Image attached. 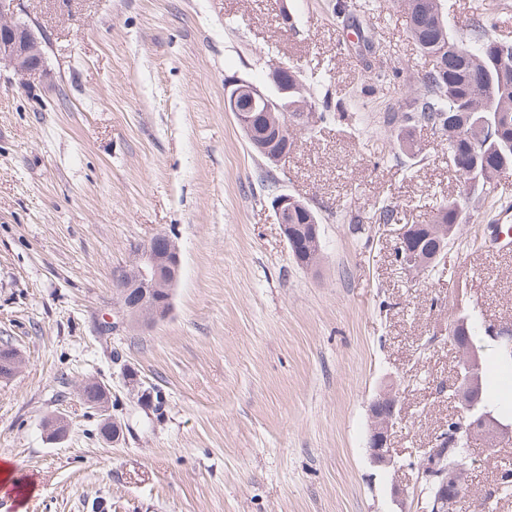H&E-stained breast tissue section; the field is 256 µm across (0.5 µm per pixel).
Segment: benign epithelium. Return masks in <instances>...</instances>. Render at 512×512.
I'll return each mask as SVG.
<instances>
[{
    "label": "benign epithelium",
    "instance_id": "benign-epithelium-1",
    "mask_svg": "<svg viewBox=\"0 0 512 512\" xmlns=\"http://www.w3.org/2000/svg\"><path fill=\"white\" fill-rule=\"evenodd\" d=\"M20 0H0V66L13 71L20 83L40 75L44 68L45 55L32 29L19 20ZM269 85L258 86L252 82L233 78L224 85V110L234 115L236 123L248 143L254 146L271 165L285 161L294 146L288 137V113L275 112L273 108L261 116L270 136L263 143L255 139L256 116L242 109L243 102L257 101L270 103L277 98L288 99V84L282 81L281 67H274L268 73ZM304 201L295 196L279 192L272 197V210L276 223L280 224L283 236L291 246L292 256L298 258L302 252L297 228L288 223V214ZM417 224H404L397 233L394 253L398 262L407 271H418L426 259L414 248ZM132 259L116 268L112 274L115 283V297L122 319L132 325L157 324L168 318L171 308L160 303V299L171 297L173 288L181 275V256L176 243L167 235L159 234L147 242L132 246ZM466 324L456 319L450 327L449 341L460 354L465 373L455 375L452 383L456 401L465 408H471L480 400L482 389L481 363L476 346L464 340ZM21 354L13 349L0 355V379L8 380L17 371ZM98 388L99 397L106 398L105 388L89 381L78 387L77 395L86 407H99L102 402L88 398V391ZM399 396L393 386L382 389L369 405L370 430L367 439L371 463L378 467L402 469L392 455L390 448L391 431L400 415ZM467 429L474 435L488 439L495 446L512 437V426L504 424L490 414L477 421L468 422ZM429 465L422 466L417 473L421 485L417 505L420 512H455L461 495L459 482L468 474L462 464L448 466V442L446 438L433 441L431 451L426 455Z\"/></svg>",
    "mask_w": 512,
    "mask_h": 512
}]
</instances>
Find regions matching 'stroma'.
I'll return each instance as SVG.
<instances>
[{"label": "stroma", "instance_id": "stroma-1", "mask_svg": "<svg viewBox=\"0 0 512 512\" xmlns=\"http://www.w3.org/2000/svg\"><path fill=\"white\" fill-rule=\"evenodd\" d=\"M334 2L23 0L46 69L23 86L0 70V343L23 356L0 381V462L35 490L0 495V512H418L415 472L369 459L367 409L394 385L395 457L429 447L455 411L448 328L465 312L486 403L512 423L496 399L512 365L484 334L512 322V249L485 246L512 174L466 207L444 264L399 270L400 224L427 223L459 183L444 137L419 130L398 157L380 118L425 66L403 0H346L348 27ZM482 5L512 43V0H443L450 29ZM273 64L326 72L345 112L298 131L275 169L224 109L225 78L262 85ZM270 173L321 217L316 267L289 254ZM385 203L399 224L378 222ZM159 234L180 281L166 320L132 327L112 269ZM87 380L108 388L106 412L79 400ZM57 414L69 427L53 440ZM107 416L125 424L118 442L99 433ZM470 457V489H490L512 441Z\"/></svg>", "mask_w": 512, "mask_h": 512}]
</instances>
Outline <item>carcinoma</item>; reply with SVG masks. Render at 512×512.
<instances>
[{
	"label": "carcinoma",
	"instance_id": "cac0c4a2",
	"mask_svg": "<svg viewBox=\"0 0 512 512\" xmlns=\"http://www.w3.org/2000/svg\"><path fill=\"white\" fill-rule=\"evenodd\" d=\"M405 7L410 11L411 36L432 66L417 73L414 88L397 110L384 113L383 123H398L406 146L418 127L444 137L450 131L456 135L449 151L465 193L434 205L430 219L432 224H455L457 207L469 202L478 186L491 183V170L512 164V123L503 121L512 116V44L498 40L480 23L466 37L453 36L438 0H405ZM285 77L293 88L288 112H304L311 105L317 122L335 118L331 93L321 92L322 74L306 75L289 67ZM288 223L307 231L321 219L308 204L290 213Z\"/></svg>",
	"mask_w": 512,
	"mask_h": 512
}]
</instances>
